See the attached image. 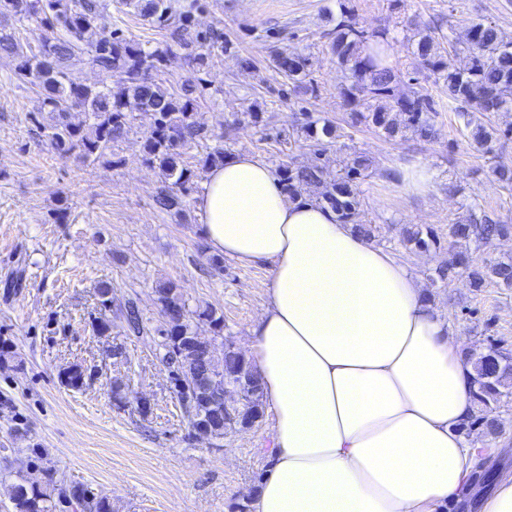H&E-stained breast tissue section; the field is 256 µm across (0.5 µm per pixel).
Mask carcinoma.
<instances>
[{"instance_id":"cac0c4a2","label":"carcinoma","mask_w":512,"mask_h":512,"mask_svg":"<svg viewBox=\"0 0 512 512\" xmlns=\"http://www.w3.org/2000/svg\"><path fill=\"white\" fill-rule=\"evenodd\" d=\"M125 6L167 27L172 42L199 68L206 64L214 48H228L229 41H221L218 32L204 37L194 33L191 13L177 7L174 0H125ZM105 9L103 0H0V58L12 65L19 80L38 87L39 111L54 116L53 122L42 130L51 145L63 153L76 150L85 161H103L112 143L123 139L131 129L133 115L129 106H140L151 113L153 127L145 137L143 152L163 179L156 203L162 211L178 210L182 206L178 191L187 190V184L196 176L185 166L181 149L202 138L203 128L193 115L205 88L199 79L186 81L177 91L163 86L156 74L172 53V46L150 47L119 36L102 23ZM33 18L41 20L47 31L36 53L6 29L9 21L21 23ZM388 35L385 27L371 33L362 30L350 16L336 24L332 51L349 73L342 95L351 109L352 125L371 126L387 137L406 129L422 140H432L438 132L439 111L418 79H404L401 70L378 53L362 55L364 48L380 45ZM448 46L450 51L445 52L440 43L426 35L413 51L414 60L435 75L448 97V108L457 112L472 141L489 153L500 138L512 137V128L500 132L487 126L482 118L485 113L512 109V41H504L490 23L472 24L464 47L468 63L463 67L456 66L451 56L458 52L457 44L450 41ZM84 54L109 77L110 83L90 85L79 80L70 62ZM272 63L293 84L304 83L309 77L306 59L284 48L275 50ZM74 112L85 113L90 123L73 122ZM297 132L310 142L315 162L297 167L280 165L285 189L294 196L305 188H319L320 202L336 211L342 221L353 223L359 206L357 180L368 169L367 159L355 154L340 160L336 180L327 183L320 160L333 146L336 128L328 121L319 128L310 113L304 112ZM511 232V224L483 211L448 227L449 237L472 238L484 246ZM430 242L435 244L437 240L426 241L423 232L412 226L404 228L399 239V245L406 249L412 245L426 248ZM435 272L440 280L465 274L476 288L488 280L512 288L511 258L486 257L476 264L461 256L452 264L437 267ZM155 295L160 315L170 316L157 329L159 335L167 337L161 360L183 376L184 384L175 386V391L189 427L206 422L212 436H224V402L211 398L213 389L209 387L210 378L220 373L224 381L237 384L244 394L245 402L233 420L253 423L260 417V382L244 355L228 344L224 346L222 364H217L214 349L197 339L190 324L181 319V311L188 305L177 286L163 282L156 286ZM192 314L223 331L224 319L216 316L212 308L199 306ZM124 318L129 331L137 335L145 332L134 303H125ZM469 362L476 374L474 404L485 412L477 419L478 426H482V434L498 436L512 422L498 415L501 406L512 402V354L492 347L471 356ZM61 380L79 389L84 384V372L78 365L69 366ZM68 498L80 512H112L107 497L80 486L71 487ZM9 500L13 512H53L56 508L42 486L26 479L10 485Z\"/></svg>"}]
</instances>
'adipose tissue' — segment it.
Returning a JSON list of instances; mask_svg holds the SVG:
<instances>
[{"instance_id":"obj_1","label":"adipose tissue","mask_w":512,"mask_h":512,"mask_svg":"<svg viewBox=\"0 0 512 512\" xmlns=\"http://www.w3.org/2000/svg\"><path fill=\"white\" fill-rule=\"evenodd\" d=\"M212 252L270 264L245 348L273 416L253 512H434L474 501L512 512V476L473 481L502 441L470 440L475 372L465 344L409 266L328 206L290 198L240 152L197 196Z\"/></svg>"}]
</instances>
